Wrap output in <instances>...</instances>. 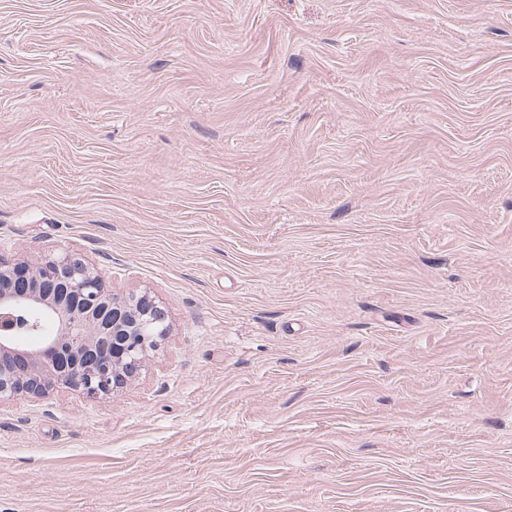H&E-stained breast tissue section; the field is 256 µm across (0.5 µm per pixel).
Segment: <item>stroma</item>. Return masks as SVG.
<instances>
[{
	"label": "stroma",
	"mask_w": 512,
	"mask_h": 512,
	"mask_svg": "<svg viewBox=\"0 0 512 512\" xmlns=\"http://www.w3.org/2000/svg\"><path fill=\"white\" fill-rule=\"evenodd\" d=\"M170 334L0 404V512H512V0H0V253Z\"/></svg>",
	"instance_id": "stroma-1"
}]
</instances>
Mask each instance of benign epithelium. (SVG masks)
<instances>
[{"instance_id":"7a95c632","label":"benign epithelium","mask_w":512,"mask_h":512,"mask_svg":"<svg viewBox=\"0 0 512 512\" xmlns=\"http://www.w3.org/2000/svg\"><path fill=\"white\" fill-rule=\"evenodd\" d=\"M169 329L155 296L113 292L106 272L79 253L36 262L0 253V403L56 389L109 397ZM30 336L37 341L25 342Z\"/></svg>"}]
</instances>
